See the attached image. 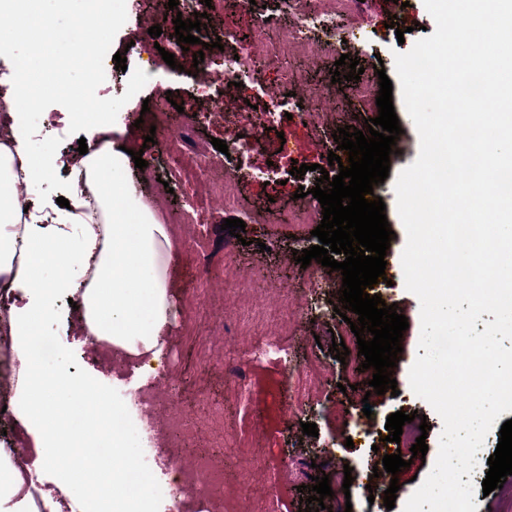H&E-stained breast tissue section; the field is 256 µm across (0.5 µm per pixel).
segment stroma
<instances>
[{"label":"stroma","mask_w":512,"mask_h":512,"mask_svg":"<svg viewBox=\"0 0 512 512\" xmlns=\"http://www.w3.org/2000/svg\"><path fill=\"white\" fill-rule=\"evenodd\" d=\"M169 0H126L127 20L115 36L113 51L125 52L127 72L106 63L105 83L100 98L122 96L129 70L138 68L149 77L135 97L120 109L122 130L112 136L116 145L143 153L144 168L126 171L127 181L147 202L159 223L169 227L173 244L169 268V291L174 317L160 338L157 359L121 361L109 365L87 364L90 343L83 336L72 304L59 297L56 312L43 324L54 338L56 351L47 367H63L102 392L108 401L129 403L132 395L144 393L160 399L175 396L192 426V438L200 452H217L224 457V495L233 501L234 512H268L269 488L279 491L277 512H299L301 500L309 496L305 486L316 476H331L334 492L332 512H403L404 504L430 473L439 448L443 422L437 412L412 390L409 370L418 353L420 302L404 285L402 252L406 231L396 207L394 183L397 175L418 156L420 140L403 103L401 87H392V101L403 133L390 156V172L375 187V196L386 205L387 220L395 232L386 252V283L378 293L386 304H397L409 322L401 344L402 353L392 370L398 396L370 394L373 372L361 370L350 378L340 361L334 359L333 341L345 343L357 353V339L349 324L335 314L338 293L313 287L309 272L297 263L296 250L288 231L292 212L304 206L295 198L298 188H315L322 172L337 175L327 160L337 129L353 126L365 129L366 119L377 117L376 104H364L349 93L345 76L350 68L339 65L341 55L351 54L364 69L363 77L377 83V66H384L388 78L395 72V53H404L421 38L434 33L435 21L424 0H365L354 19L344 28L345 41L339 50L311 51L289 47L277 65L266 64V46L253 33V20L262 17L278 26L293 24L295 18L277 0H244L236 9H226L200 25V42L174 54V65L160 55L175 35L176 11ZM404 27V37L388 28V19ZM161 26L158 41L133 44L136 31ZM230 33L223 49L211 47L214 31ZM203 52L211 71L209 82L193 77V55ZM248 55L257 60L256 74L240 86L225 84V53ZM339 70L344 79L333 83L331 72ZM222 94L224 110L210 114L211 98ZM288 100L295 108L312 111L311 122L278 119L273 129L260 127L261 111L270 100ZM165 109L181 150L189 156L211 155L213 139L244 141L259 139L247 154H231L211 175V188L189 193V175L168 177L159 182L165 162L155 144L145 143L154 123V109ZM297 147L295 157L281 151L282 138ZM309 164L305 175L292 167ZM253 175L239 184L235 210L224 207L221 187L239 168ZM197 208V221L186 224L182 215ZM244 221L240 236L222 234L224 220ZM202 235L209 266H201L193 239ZM232 264L236 285L225 280V264ZM277 331L288 347L287 358L265 352L269 331ZM304 370L320 367L319 387L309 399L293 405L289 421L271 419L268 410L277 403V389L284 376V364ZM371 404L372 416H365L364 404ZM425 415L429 425L425 458L413 457L403 449L408 468L398 474L400 488L393 510H386L382 498H369L366 485L371 465L384 454L373 444L385 437L388 415L397 411ZM129 421L138 432L132 454L148 471L154 483H168L170 470L155 461L166 449L150 434L144 415L133 410ZM316 424L317 436L302 432L303 423ZM351 468L354 481L343 489L334 475Z\"/></svg>","instance_id":"stroma-1"}]
</instances>
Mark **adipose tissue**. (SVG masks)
Masks as SVG:
<instances>
[{"label": "adipose tissue", "mask_w": 512, "mask_h": 512, "mask_svg": "<svg viewBox=\"0 0 512 512\" xmlns=\"http://www.w3.org/2000/svg\"><path fill=\"white\" fill-rule=\"evenodd\" d=\"M111 131L103 122L83 123L88 152L65 159L32 155L20 139L10 146L0 144V286L23 290L27 297L26 303L7 308L9 346L28 358L17 383L62 403L88 395L89 390L79 377L44 368L36 352L38 326L53 314L60 290L76 295L85 336L108 343L129 358L156 355L170 321L169 229L135 197L125 178L130 160L115 149ZM63 166L74 177L68 207H52L47 223H20L17 184L38 182ZM60 224L80 229V250H72L57 235ZM52 261L78 268L79 276L62 283L45 280L42 268ZM19 417L45 429L31 450L34 466L54 465L61 449L74 448V440L60 429L58 413L35 403ZM16 457L13 445L0 443V512H62L64 497L94 502V512H134L125 492L124 467L113 466L108 483L77 478L69 468L56 487L41 488L28 483Z\"/></svg>", "instance_id": "ef3b65f1"}]
</instances>
